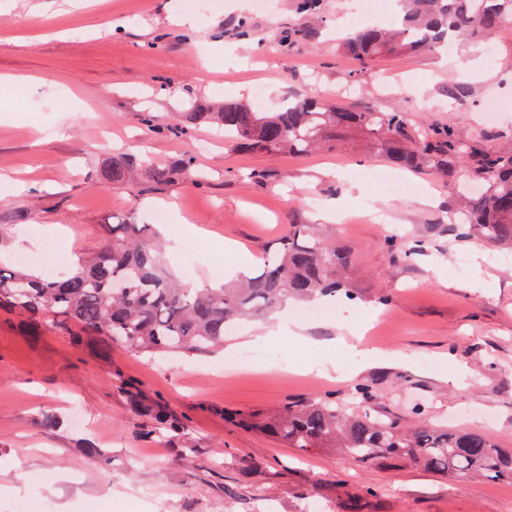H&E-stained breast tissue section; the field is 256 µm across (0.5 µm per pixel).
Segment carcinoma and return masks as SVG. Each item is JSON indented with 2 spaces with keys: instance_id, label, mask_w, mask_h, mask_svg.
Wrapping results in <instances>:
<instances>
[{
  "instance_id": "cac0c4a2",
  "label": "carcinoma",
  "mask_w": 512,
  "mask_h": 512,
  "mask_svg": "<svg viewBox=\"0 0 512 512\" xmlns=\"http://www.w3.org/2000/svg\"><path fill=\"white\" fill-rule=\"evenodd\" d=\"M324 0H296L299 13L322 18ZM512 23V0H404L402 26L365 27L344 49L361 66L397 53L433 51L450 37L483 41ZM184 124H216L241 152L307 154L337 134L358 131L393 166L438 172L463 187L481 183L477 197L458 195V214L468 232L492 243L512 245V147L493 148L483 137L459 139L454 127L415 124L404 112H380L369 105H345L302 94L278 112H255L226 101L217 112L191 109ZM136 158L112 163V182L132 180ZM181 160L153 168L156 184L182 178ZM152 224H113L102 249L77 264L63 279L35 272L14 259L0 266V306L37 319L51 314L80 335L120 345L148 358L213 357L224 351L227 326L260 319L290 300L336 296L347 290L354 261L350 247L339 246L314 224H290L260 272L238 284L192 289L166 267L163 244ZM359 405L347 411L338 400H290L272 412L239 414L241 424L267 433L290 448H334L358 464L395 463L423 467L458 479L512 480V452L485 437L400 420L365 409L369 388L356 390ZM155 432L180 429L162 410Z\"/></svg>"
}]
</instances>
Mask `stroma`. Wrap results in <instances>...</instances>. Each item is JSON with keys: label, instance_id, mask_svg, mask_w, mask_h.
<instances>
[{"label": "stroma", "instance_id": "1", "mask_svg": "<svg viewBox=\"0 0 512 512\" xmlns=\"http://www.w3.org/2000/svg\"><path fill=\"white\" fill-rule=\"evenodd\" d=\"M352 2L325 0L320 23L294 0L262 13L229 0L188 28L176 22L179 0H0V77L21 88L0 90V175L14 181L0 201V260L56 243L65 277L102 248L108 225L162 210L168 266L208 288L241 261L259 267L289 224L328 223L340 204L352 220L336 241L355 252L357 295L345 316L305 321L315 346L300 347L271 318L228 335L206 360L78 345L52 320L36 333L1 308L0 512L26 501L52 512H512V481L359 465L230 419L291 399L349 402L367 385L372 408L403 423L463 428L512 450V264L495 262L512 250L464 233L455 184L393 168L356 132L298 157L240 152L208 125L178 132L187 106L248 104L260 88L269 112L310 93L448 124L464 141H512V111H483L512 99L511 32L459 40L449 64L418 52L360 70L341 47ZM290 28L305 32L291 48L274 38ZM452 83L464 98L449 97ZM77 112L86 120L74 123ZM130 155L191 160L193 177L157 185L143 170L113 182V161ZM372 209L392 223L367 220ZM260 347L266 358L225 373L226 354ZM371 350L384 363L370 364ZM138 403L163 409L183 433L155 435Z\"/></svg>", "mask_w": 512, "mask_h": 512}]
</instances>
